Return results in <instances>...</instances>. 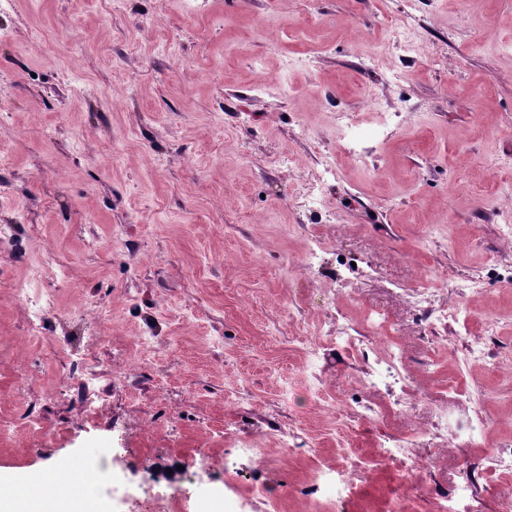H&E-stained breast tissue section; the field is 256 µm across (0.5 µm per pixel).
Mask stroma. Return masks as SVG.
I'll use <instances>...</instances> for the list:
<instances>
[{"label":"stroma","instance_id":"stroma-1","mask_svg":"<svg viewBox=\"0 0 512 512\" xmlns=\"http://www.w3.org/2000/svg\"><path fill=\"white\" fill-rule=\"evenodd\" d=\"M393 27L417 52L388 47ZM348 116L361 163L336 134ZM323 151L341 164L315 211ZM511 213L512 0H8L0 224L18 235L0 240V479L114 448L122 480L178 486L195 512H265L256 487L308 512L343 437L368 451L403 424L481 410L489 433L436 460L422 512L472 470L483 512H512V478L484 470L512 436ZM314 239L322 266L306 274ZM48 255L57 316L36 341L12 287ZM418 288L467 310L468 333L422 322ZM488 326L492 368L466 350ZM336 327L400 346L405 422L327 343ZM64 342L101 370L129 366L99 421L58 384ZM259 430L265 448L293 436L290 457L238 454ZM355 482L319 512H387L401 491L389 469Z\"/></svg>","mask_w":512,"mask_h":512}]
</instances>
